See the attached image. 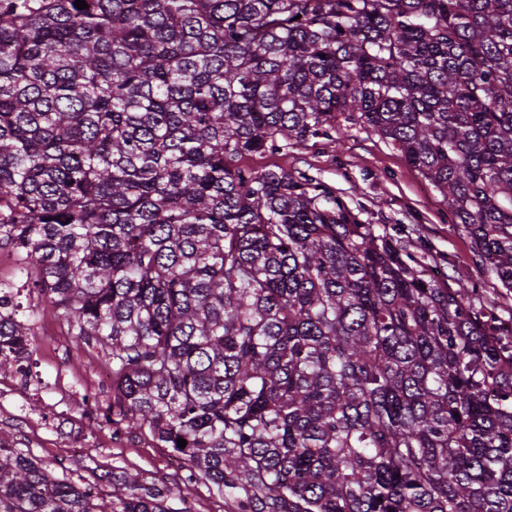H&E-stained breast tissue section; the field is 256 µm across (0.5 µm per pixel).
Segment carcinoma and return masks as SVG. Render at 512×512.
Wrapping results in <instances>:
<instances>
[{
    "instance_id": "1",
    "label": "carcinoma",
    "mask_w": 512,
    "mask_h": 512,
    "mask_svg": "<svg viewBox=\"0 0 512 512\" xmlns=\"http://www.w3.org/2000/svg\"><path fill=\"white\" fill-rule=\"evenodd\" d=\"M74 2L0 0V374L61 317L116 423L240 512H512V327L315 178L236 165L356 112L511 292L512 0ZM99 480L98 511L0 431V512H189Z\"/></svg>"
}]
</instances>
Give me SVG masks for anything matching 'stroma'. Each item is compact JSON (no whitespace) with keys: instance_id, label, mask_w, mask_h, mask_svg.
Masks as SVG:
<instances>
[{"instance_id":"obj_1","label":"stroma","mask_w":512,"mask_h":512,"mask_svg":"<svg viewBox=\"0 0 512 512\" xmlns=\"http://www.w3.org/2000/svg\"><path fill=\"white\" fill-rule=\"evenodd\" d=\"M331 138L289 140L277 151L243 156L240 167L252 171L283 168L305 173L329 186L376 233H390L421 270L443 286L464 281L473 288L475 307L512 316V292L502 288L481 266L464 225L458 224L441 194L411 167L387 140L353 118L342 115ZM35 353L31 375L43 387L26 398L15 392V377L0 375V430L42 454L53 476L81 483L96 482L103 470L159 478L175 493L180 512H238L231 496L203 482H189L169 449L158 447L149 431L116 432L104 418L112 409V383L101 379L104 353L95 343L79 342L67 323L47 319L33 330ZM55 413L58 449L42 453L40 439L22 403ZM100 499L111 488L97 484Z\"/></svg>"}]
</instances>
